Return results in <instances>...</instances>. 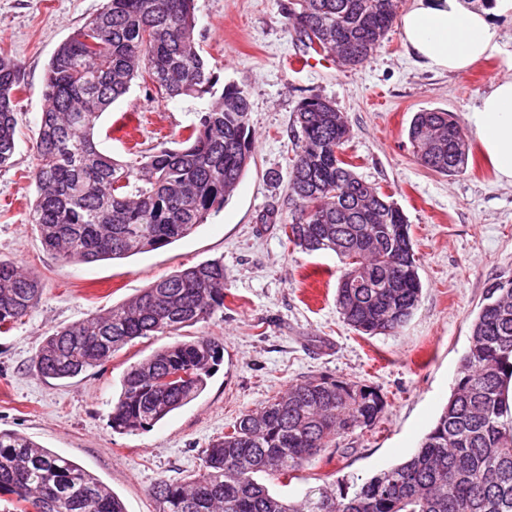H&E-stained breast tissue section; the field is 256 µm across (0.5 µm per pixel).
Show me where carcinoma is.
<instances>
[{
	"instance_id": "cac0c4a2",
	"label": "carcinoma",
	"mask_w": 512,
	"mask_h": 512,
	"mask_svg": "<svg viewBox=\"0 0 512 512\" xmlns=\"http://www.w3.org/2000/svg\"><path fill=\"white\" fill-rule=\"evenodd\" d=\"M288 19L306 52L349 67L369 61L396 19L395 0H291ZM195 0H102L54 51L35 139L37 196L30 223L69 263L124 259L184 238L221 211L253 159L251 101L209 68L194 31ZM145 72L158 95L208 98L198 121L168 147L123 163L98 149L102 114ZM21 67L0 50V170L13 166ZM289 172L295 213L283 225L305 252L332 251L343 269L336 305L361 335H389L412 316L422 283L406 216L342 159L344 113L312 96L294 120ZM425 167L455 176L468 148L440 110L414 114L407 132ZM42 282L0 259V333L38 304ZM224 310V263L208 260L149 285L135 298L64 326L38 347L43 378L74 379L132 340L172 334ZM221 359L214 339L162 347L131 366L112 405L119 433L145 430L196 399ZM512 279L494 281L471 322V342L441 414L406 460L357 483L341 478L290 501L256 476L289 478L337 439L375 425L374 388L329 376L291 383L203 451L197 473L158 480V512H512ZM0 495L12 512H126L112 489L76 462L0 430Z\"/></svg>"
}]
</instances>
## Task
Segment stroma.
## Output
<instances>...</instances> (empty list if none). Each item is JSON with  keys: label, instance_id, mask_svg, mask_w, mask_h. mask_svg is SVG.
Here are the masks:
<instances>
[{"label": "stroma", "instance_id": "obj_1", "mask_svg": "<svg viewBox=\"0 0 512 512\" xmlns=\"http://www.w3.org/2000/svg\"><path fill=\"white\" fill-rule=\"evenodd\" d=\"M288 3L195 0V38L210 68L220 85L244 89L252 102L254 158L223 210L165 247L75 264L47 251L30 224L36 190L28 173L45 106L46 65L101 0H0V49L21 64L23 79L16 95L14 165L0 171V257L44 286L39 304L0 333V429L77 462L107 483L127 512H155V482L192 474L202 451L241 412L264 406L310 376L375 387L384 409L374 427L338 438L295 478L265 479L270 492L295 500L317 477L364 478L406 458L451 394L488 284L512 279V184L498 180L470 139L467 121L484 93L512 78V17L495 20L499 53L464 73L423 68L395 28L358 68L341 67L325 55L301 70L291 65L303 46L288 23ZM314 95L346 114L352 138L345 159L390 195L410 224L422 295L409 322L389 335L362 336L345 325L336 306L340 258L294 248L281 232L294 212L288 198L293 115ZM203 106L189 97L163 99L137 78L103 114L95 139L101 151L126 161L132 145L147 150L161 137L176 139ZM425 109L454 113L468 135L462 174H437L413 155L407 129L414 113ZM268 213L276 223H261ZM211 259L224 262V310L184 333L218 339L223 355L205 391L189 405L145 430L118 433L110 426L112 399L126 371L174 343L171 335L135 339L74 379H45L35 371L32 357L56 328Z\"/></svg>", "mask_w": 512, "mask_h": 512}]
</instances>
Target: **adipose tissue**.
I'll list each match as a JSON object with an SVG mask.
<instances>
[{
	"label": "adipose tissue",
	"mask_w": 512,
	"mask_h": 512,
	"mask_svg": "<svg viewBox=\"0 0 512 512\" xmlns=\"http://www.w3.org/2000/svg\"><path fill=\"white\" fill-rule=\"evenodd\" d=\"M496 2L490 11L464 0H412L396 22L408 53L421 66L462 73L500 50L491 15L512 13V0ZM467 119L499 179L512 183V80L496 83Z\"/></svg>",
	"instance_id": "obj_1"
}]
</instances>
